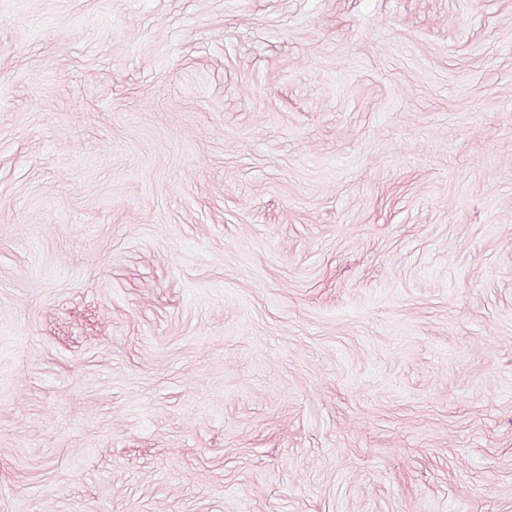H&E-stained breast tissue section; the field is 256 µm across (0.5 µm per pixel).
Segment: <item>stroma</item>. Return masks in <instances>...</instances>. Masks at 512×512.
Instances as JSON below:
<instances>
[{"instance_id":"35a3bbf8","label":"stroma","mask_w":512,"mask_h":512,"mask_svg":"<svg viewBox=\"0 0 512 512\" xmlns=\"http://www.w3.org/2000/svg\"><path fill=\"white\" fill-rule=\"evenodd\" d=\"M0 512H512V0H0Z\"/></svg>"}]
</instances>
